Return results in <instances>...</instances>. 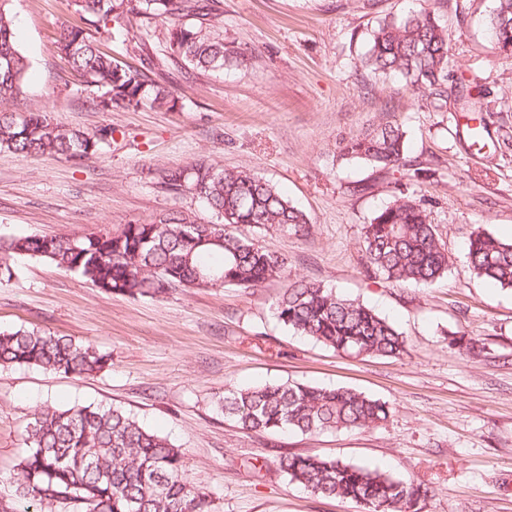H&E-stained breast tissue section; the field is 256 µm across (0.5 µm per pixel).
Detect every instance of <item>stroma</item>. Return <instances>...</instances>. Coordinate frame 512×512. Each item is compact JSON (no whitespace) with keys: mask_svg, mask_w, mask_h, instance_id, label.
<instances>
[{"mask_svg":"<svg viewBox=\"0 0 512 512\" xmlns=\"http://www.w3.org/2000/svg\"><path fill=\"white\" fill-rule=\"evenodd\" d=\"M217 33L237 47L223 69L160 64L154 77L177 97L174 111L104 109L55 51L61 27L79 22L71 0H8L17 45L30 63L18 112L46 110L70 128L110 127L111 139L77 164L0 151V237H71L151 224L180 211L213 212L158 182L165 168L203 159L246 169L280 188L308 218L300 236L250 229L284 254L291 277L316 281L388 318L405 337L398 357L342 354L295 335L277 319L286 283L257 288H175L129 297L29 259L0 285V328H35L93 343L111 358L97 375L36 367L0 369V501L14 502L22 430L45 402L134 413L182 448L192 479L215 512H359L318 498L279 466L288 453L333 456L426 484L419 512H512V289L477 279L472 233L512 239V61L493 48L496 0H213ZM431 10L447 26L450 83L488 92L485 148H470L475 115L457 101L438 112L393 77L360 65L382 19ZM145 39L90 29L104 51L136 66L142 44L163 50L161 19ZM396 123L407 135L404 167L342 162L343 143ZM427 210L448 253L430 286H399L367 271L363 228L395 198ZM475 339L462 350L450 338ZM297 382L355 389L386 402L388 419L362 430L255 434L224 419L228 388Z\"/></svg>","mask_w":512,"mask_h":512,"instance_id":"1","label":"stroma"}]
</instances>
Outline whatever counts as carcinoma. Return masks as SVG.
<instances>
[{"label":"carcinoma","instance_id":"1","mask_svg":"<svg viewBox=\"0 0 512 512\" xmlns=\"http://www.w3.org/2000/svg\"><path fill=\"white\" fill-rule=\"evenodd\" d=\"M0 0V148L23 158L54 155L83 161L112 136V129L84 131L53 122L44 111L8 108L22 88L29 63L20 53L13 19ZM83 25L64 27L56 49L74 71L87 79L99 105L136 109L143 105L173 108L167 87L150 78L153 54L138 66L101 50L84 26L112 27L129 36L140 18L168 24L167 49L172 63L216 70L238 51L213 32L216 15L199 19L209 8L199 0H72ZM494 49L512 59V0H497L489 20ZM361 66L373 74L393 73L440 111L448 103V30L429 11L381 21L369 36ZM458 91L468 112L484 109L481 85ZM404 131L398 126L369 127L351 139L341 156L380 169L404 165ZM161 184L173 193L187 188L219 220L202 224L181 212L167 213L153 224H127L117 233L94 234L77 242L49 235L0 239V284L17 275L12 260L27 257L73 272L107 291L160 297L176 287L209 288L223 284L257 288L288 280L278 297V319L295 334L310 337L338 352L397 357L406 339L365 304L321 284L290 279L287 259L266 250L253 237L232 228L282 225L305 232L306 215L271 183L245 171L218 169L205 162L169 168ZM224 232L221 242L202 239ZM363 253L378 276L400 286H430L448 270V253L436 236L429 214L413 198L399 197L364 226ZM474 275L512 288V242L484 232L469 240ZM110 357L91 344L38 329L0 330V366H35L65 375L93 376ZM224 418L246 432L365 429L387 419L386 403L345 388L301 383H268L226 389L218 401ZM26 450L16 464L19 498L35 512H214L210 494L190 479L184 455L171 441L145 427L119 407L40 405L24 426ZM279 464L289 482L314 496L355 502L362 512H416L428 488L411 479L334 457L285 454Z\"/></svg>","mask_w":512,"mask_h":512}]
</instances>
